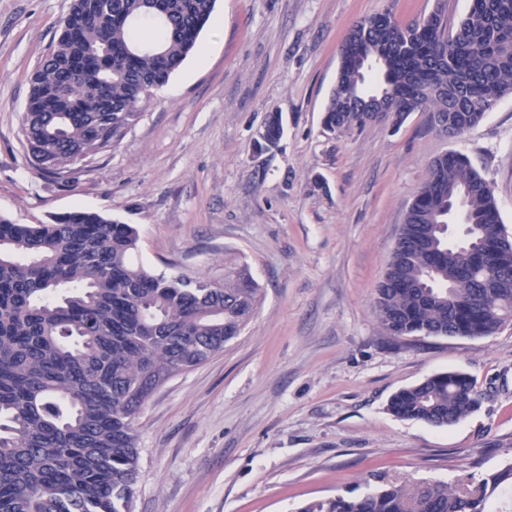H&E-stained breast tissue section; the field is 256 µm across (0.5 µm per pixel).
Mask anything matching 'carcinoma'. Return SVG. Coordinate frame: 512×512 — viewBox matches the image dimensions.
<instances>
[{
  "label": "carcinoma",
  "instance_id": "cac0c4a2",
  "mask_svg": "<svg viewBox=\"0 0 512 512\" xmlns=\"http://www.w3.org/2000/svg\"><path fill=\"white\" fill-rule=\"evenodd\" d=\"M216 0H74L56 42L29 75L21 136L32 164L61 174L121 143L141 103L190 52ZM414 24L364 19L340 48L339 83L323 119L330 133L364 122V65L385 59L378 89L394 114L456 112V137L512 94V0H469L447 24L442 7ZM150 21L157 37L141 33ZM263 152L284 133L271 113ZM464 207L463 242L448 244V203ZM489 183L468 157H436L404 218V241L432 232L427 253L391 257L409 288L376 289L393 336L488 337L512 321V246ZM132 224L75 210L46 224L0 216V512H132L139 477L135 418L150 381L201 365L240 335L260 300L247 267L215 288L168 278L132 260ZM476 382L440 373L392 396L396 416L450 426L479 406ZM512 512V465L473 490L445 482L391 485L355 498L310 502L299 512Z\"/></svg>",
  "mask_w": 512,
  "mask_h": 512
}]
</instances>
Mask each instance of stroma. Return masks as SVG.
Instances as JSON below:
<instances>
[{
  "label": "stroma",
  "instance_id": "35a3bbf8",
  "mask_svg": "<svg viewBox=\"0 0 512 512\" xmlns=\"http://www.w3.org/2000/svg\"><path fill=\"white\" fill-rule=\"evenodd\" d=\"M468 0H217L189 55L122 142L56 177L21 141L28 74L73 0H0V215L74 209L135 225V262L262 294L243 333L157 388L137 419L132 512H298L385 485H478L512 463V323L485 338L392 336L375 294L405 212L446 152L468 156L512 234V94L451 139L428 113L329 133L340 47L363 18L409 24ZM284 134L257 149L270 113ZM443 372L476 382L448 427L393 415L390 397Z\"/></svg>",
  "mask_w": 512,
  "mask_h": 512
}]
</instances>
